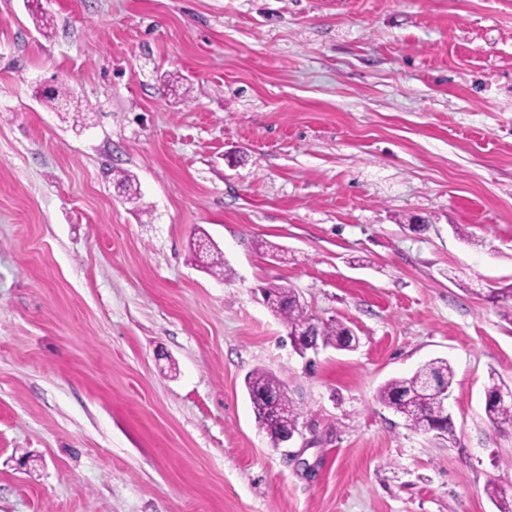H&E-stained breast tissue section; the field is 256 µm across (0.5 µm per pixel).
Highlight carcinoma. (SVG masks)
Wrapping results in <instances>:
<instances>
[{
	"mask_svg": "<svg viewBox=\"0 0 512 512\" xmlns=\"http://www.w3.org/2000/svg\"><path fill=\"white\" fill-rule=\"evenodd\" d=\"M263 296L273 315L288 328V337L296 351L304 352L318 347L352 350L359 343L351 327L339 321H321L311 326L312 316L295 290L287 285L270 284L264 287ZM454 377V368L448 360L436 358L408 377L387 381L377 390L376 399L384 407L400 410L410 420V428L416 431L428 429L439 435H451L454 432L451 414L434 397L424 395V391L431 381L449 390ZM245 386L253 409L265 406L274 414L272 420L260 419L258 423L271 444L278 446L282 434L297 430L300 408L288 397V389L283 382L262 369L251 371L246 377ZM510 390L512 387L490 378V385L484 390V409L491 424L512 425V399H499L500 393Z\"/></svg>",
	"mask_w": 512,
	"mask_h": 512,
	"instance_id": "obj_1",
	"label": "carcinoma"
}]
</instances>
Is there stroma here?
Instances as JSON below:
<instances>
[{
    "label": "stroma",
    "mask_w": 512,
    "mask_h": 512,
    "mask_svg": "<svg viewBox=\"0 0 512 512\" xmlns=\"http://www.w3.org/2000/svg\"><path fill=\"white\" fill-rule=\"evenodd\" d=\"M40 6L52 36L0 0V512H498L512 0ZM284 283L358 348L293 350L259 292ZM438 357L449 437L376 400ZM257 368L302 409L289 446ZM247 393L253 405V411L260 427L266 432L274 447L279 445L281 435L292 433L298 428L300 408L288 397V389L276 376L265 370L251 371L245 380ZM265 406L274 417L270 421L260 419L257 409ZM490 385L484 390L485 414L492 425H512V399L500 400L501 392L512 391V387L504 383H498L494 377H490Z\"/></svg>",
    "instance_id": "stroma-1"
}]
</instances>
